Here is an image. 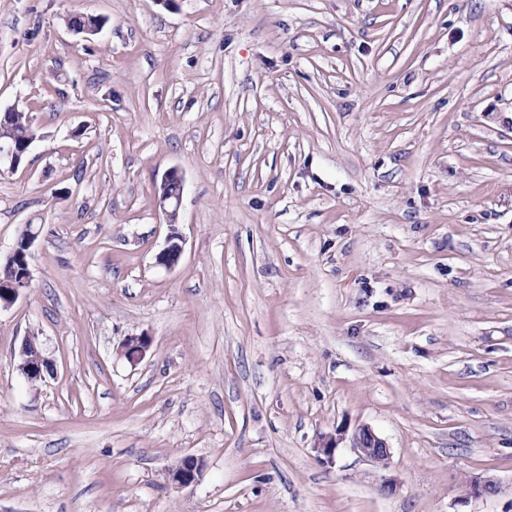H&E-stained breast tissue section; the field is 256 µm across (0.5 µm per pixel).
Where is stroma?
<instances>
[{"label":"stroma","instance_id":"1","mask_svg":"<svg viewBox=\"0 0 512 512\" xmlns=\"http://www.w3.org/2000/svg\"><path fill=\"white\" fill-rule=\"evenodd\" d=\"M14 105L0 512H512V0H0ZM28 133V128L26 126L25 117H17L12 123L11 127L0 126V138L5 141L0 140V164L2 161H7L10 164L11 169H16L20 165L22 161V155L28 153L31 145L36 141L37 136L35 133L32 136L25 140V135ZM15 139L18 144H22V146H17V143L6 141ZM23 149V150H21ZM183 190L181 175L176 170H171L162 179L157 196V204L165 216L169 233L166 246L157 254L156 262L167 269L177 264L183 252V237L176 228ZM39 235V230L35 229L33 225L26 224L24 225L21 236L25 240V247H19V256L15 261L14 265H6L4 262L0 264V280L5 282L17 281L19 277L23 274L24 269L29 266L30 258L26 253L31 255L30 249L33 247L35 240ZM32 281L31 269L20 281L7 285V288H0V312L11 308L14 303L30 288ZM51 360L43 354V350L37 336H27L23 339L19 349L18 360L16 362V371L25 379L30 377H42V367L49 366ZM42 379H33L28 384L37 387L42 383ZM353 449L374 463L386 464L390 448L386 441L369 426L359 427L353 435ZM201 469L202 464L198 459L186 457L178 465L168 469V480L175 485L186 487L196 482Z\"/></svg>","mask_w":512,"mask_h":512}]
</instances>
